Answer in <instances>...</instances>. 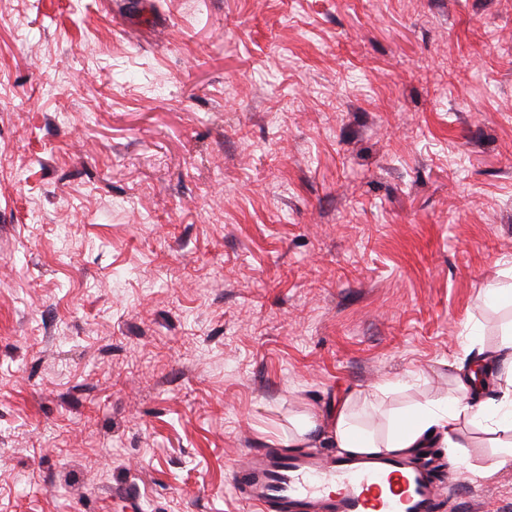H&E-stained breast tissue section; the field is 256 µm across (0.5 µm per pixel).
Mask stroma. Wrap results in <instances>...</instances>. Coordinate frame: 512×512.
I'll return each mask as SVG.
<instances>
[{"label":"stroma","mask_w":512,"mask_h":512,"mask_svg":"<svg viewBox=\"0 0 512 512\" xmlns=\"http://www.w3.org/2000/svg\"><path fill=\"white\" fill-rule=\"evenodd\" d=\"M511 290L512 0H0V512H254L292 418L496 398Z\"/></svg>","instance_id":"obj_1"}]
</instances>
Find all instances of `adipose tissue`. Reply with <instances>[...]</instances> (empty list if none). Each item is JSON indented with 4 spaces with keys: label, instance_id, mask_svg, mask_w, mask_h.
<instances>
[{
    "label": "adipose tissue",
    "instance_id": "obj_1",
    "mask_svg": "<svg viewBox=\"0 0 512 512\" xmlns=\"http://www.w3.org/2000/svg\"><path fill=\"white\" fill-rule=\"evenodd\" d=\"M493 418L502 429L512 431V380L499 386V399L492 406L474 405L461 397L449 398L443 404H430L402 416L390 437L384 440L361 433L347 407H340L327 424L308 418L295 427L288 437L292 448L302 447L315 437L328 439L336 448L352 453L388 452L402 454L411 448H423L436 441L456 447V429L464 418Z\"/></svg>",
    "mask_w": 512,
    "mask_h": 512
}]
</instances>
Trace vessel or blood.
Segmentation results:
<instances>
[{
  "label": "vessel or blood",
  "mask_w": 512,
  "mask_h": 512,
  "mask_svg": "<svg viewBox=\"0 0 512 512\" xmlns=\"http://www.w3.org/2000/svg\"><path fill=\"white\" fill-rule=\"evenodd\" d=\"M235 477L262 512H434L438 493L428 471L386 454L279 456L254 448Z\"/></svg>",
  "instance_id": "obj_1"
}]
</instances>
